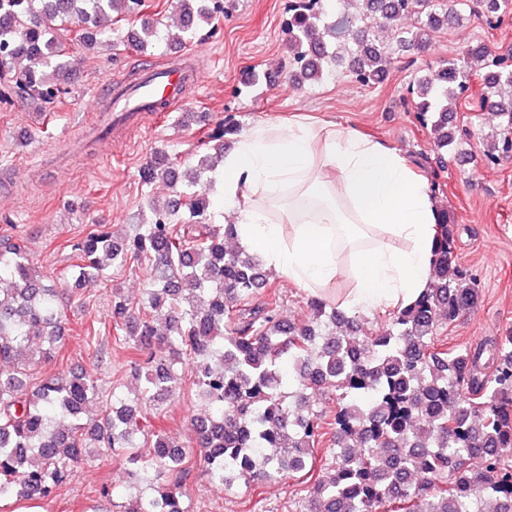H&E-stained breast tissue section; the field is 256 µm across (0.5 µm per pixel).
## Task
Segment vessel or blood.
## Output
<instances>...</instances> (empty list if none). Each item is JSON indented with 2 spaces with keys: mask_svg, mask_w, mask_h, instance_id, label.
Returning <instances> with one entry per match:
<instances>
[{
  "mask_svg": "<svg viewBox=\"0 0 512 512\" xmlns=\"http://www.w3.org/2000/svg\"><path fill=\"white\" fill-rule=\"evenodd\" d=\"M202 73L187 53H180L178 62L144 73L139 83L124 94H111L109 87H102V95L112 98L114 137H123L139 127L152 112H171L183 106L182 91L197 86Z\"/></svg>",
  "mask_w": 512,
  "mask_h": 512,
  "instance_id": "1",
  "label": "vessel or blood"
}]
</instances>
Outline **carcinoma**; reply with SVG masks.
<instances>
[{
	"instance_id": "obj_1",
	"label": "carcinoma",
	"mask_w": 512,
	"mask_h": 512,
	"mask_svg": "<svg viewBox=\"0 0 512 512\" xmlns=\"http://www.w3.org/2000/svg\"><path fill=\"white\" fill-rule=\"evenodd\" d=\"M139 0H0V83L41 105L60 99L73 54L108 34L112 14ZM181 0L179 23H147L128 33L140 52L182 44L224 13L223 0L194 10ZM509 0H485L492 26ZM340 16L327 21L321 0H288V80L318 83L340 62L333 45L351 42V71L366 86L381 84L391 65L386 44L370 36L391 26L401 46L426 47L448 25L447 0H336ZM482 71V96L505 102L499 130L484 150L495 164L512 157V57L484 46L440 63L409 87L417 120L433 128L446 149L465 130L451 124L456 102ZM224 160V145L181 167L167 154L149 162L143 182L165 180L185 189L118 243L105 226L67 244L72 264L61 280L107 279L112 266L145 261L150 288L138 315L112 292L114 339L143 373V403L160 407L175 392L179 365L191 362L196 395L207 414L191 419L194 445L171 441L143 424V408L112 394L94 414L97 382L80 372L36 377L32 345L42 360L56 357L66 316L58 283L29 267L26 241L0 238V501H43L94 452L125 460L134 490L121 512H193L181 488L196 465L220 488L300 472L315 458L327 431L330 464L300 512H512V330L475 348L442 349L434 334L477 306L481 290L454 261V215L439 216L431 282L415 303L392 311L388 326L364 329L358 316L323 299L309 303L310 323L280 316L271 272L242 248L228 250L234 225L210 223L211 199L194 190ZM168 312L159 333L150 313ZM294 386L284 388V378ZM336 393L331 421L314 409V395Z\"/></svg>"
}]
</instances>
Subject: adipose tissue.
Segmentation results:
<instances>
[{
    "mask_svg": "<svg viewBox=\"0 0 512 512\" xmlns=\"http://www.w3.org/2000/svg\"><path fill=\"white\" fill-rule=\"evenodd\" d=\"M219 179L225 206L241 208L238 244L311 295L347 278L345 307L367 311L428 287L436 208L395 149L333 123H261Z\"/></svg>",
    "mask_w": 512,
    "mask_h": 512,
    "instance_id": "obj_1",
    "label": "adipose tissue"
}]
</instances>
